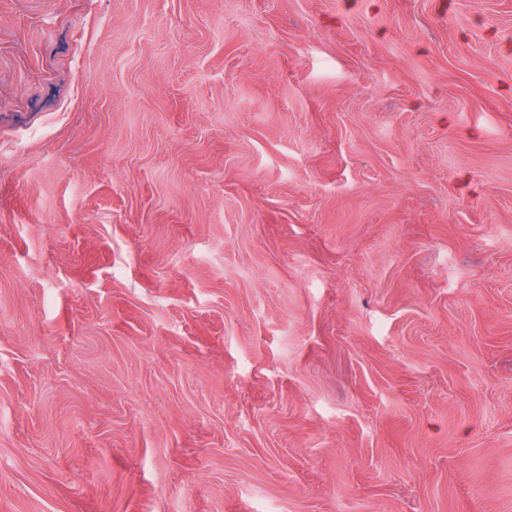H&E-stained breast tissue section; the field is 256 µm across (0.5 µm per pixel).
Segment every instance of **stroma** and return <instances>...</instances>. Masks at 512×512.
<instances>
[{
  "label": "stroma",
  "mask_w": 512,
  "mask_h": 512,
  "mask_svg": "<svg viewBox=\"0 0 512 512\" xmlns=\"http://www.w3.org/2000/svg\"><path fill=\"white\" fill-rule=\"evenodd\" d=\"M0 512H512V0H0Z\"/></svg>",
  "instance_id": "1"
}]
</instances>
